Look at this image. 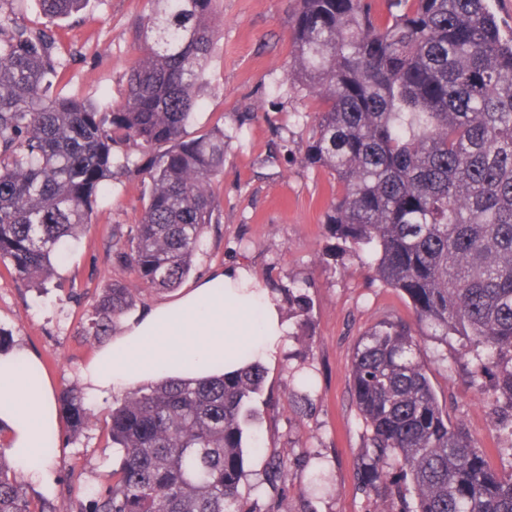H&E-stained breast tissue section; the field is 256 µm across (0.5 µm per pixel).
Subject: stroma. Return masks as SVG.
<instances>
[{"label": "stroma", "mask_w": 512, "mask_h": 512, "mask_svg": "<svg viewBox=\"0 0 512 512\" xmlns=\"http://www.w3.org/2000/svg\"><path fill=\"white\" fill-rule=\"evenodd\" d=\"M147 0H90L84 12L56 30L67 81L58 90L110 111L122 102L128 69L136 57L132 26ZM289 0H219L221 38L209 69L210 87L196 113L198 129L223 123L235 134L224 176L213 185L220 202V226L209 229L194 260L193 278L211 268L246 267L262 284L295 283L309 305L307 324L289 318V334L277 359L267 363L261 397L253 404L251 433L261 448L246 463L239 487L256 512H374L375 494L366 492L360 470L370 450L350 394V368L361 335L386 318L410 315L404 297L370 283L362 258L325 257L328 243L322 212L331 199L330 176L309 168L301 140L308 134L305 113L314 101L290 93L286 79ZM254 120L240 125L241 113ZM144 190L139 176L105 192L81 241L59 262L47 292L0 278V344L36 353L54 384L56 399L84 392L82 369L98 349L77 333L93 294L134 274L112 263V228L136 223ZM81 287V299L71 286ZM423 360L439 400L462 420L490 465L512 469L491 423L488 391L476 387L471 360L457 337L425 339ZM310 373L315 389L308 401L290 405L295 371ZM279 456L284 475L266 479L270 456ZM54 487L30 488L34 498L83 495L112 482L120 456L99 428L81 433L64 428L54 455Z\"/></svg>", "instance_id": "stroma-1"}]
</instances>
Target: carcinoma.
Masks as SVG:
<instances>
[{
    "instance_id": "cac0c4a2",
    "label": "carcinoma",
    "mask_w": 512,
    "mask_h": 512,
    "mask_svg": "<svg viewBox=\"0 0 512 512\" xmlns=\"http://www.w3.org/2000/svg\"><path fill=\"white\" fill-rule=\"evenodd\" d=\"M0 0V272L31 288L89 223L108 185L147 178L143 211L112 240L114 280L80 335L105 339L143 288H179L206 230L220 223L213 184L232 139L192 129L219 33L215 0H147L138 56L110 112L53 93L66 79L50 25L89 0H39L32 27ZM288 81L317 102L304 160L336 192L322 213L331 251L369 258L372 278L401 292L413 318L384 319L354 353L351 388L372 448L376 512H512V471L440 403L421 359L422 326L456 336L493 375L512 412V36L489 0H293ZM281 305L305 313L294 285ZM266 368L207 382L162 380L112 403L102 432L121 455L112 484L33 500L0 450V512H255L240 492L246 449L261 447L245 414ZM71 429L88 427L81 393L62 401Z\"/></svg>"
}]
</instances>
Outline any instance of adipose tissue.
<instances>
[{"label": "adipose tissue", "mask_w": 512, "mask_h": 512, "mask_svg": "<svg viewBox=\"0 0 512 512\" xmlns=\"http://www.w3.org/2000/svg\"><path fill=\"white\" fill-rule=\"evenodd\" d=\"M222 282L216 290L214 282ZM287 323L270 289L242 266L218 267L173 299L132 317H121L115 335L83 368L88 393L121 397L163 379L202 380L234 372L248 348L253 360L276 358ZM29 353L0 352V434L16 467L31 485L50 487L53 462L44 458L46 433L61 434L62 413L49 377L33 379L20 362Z\"/></svg>", "instance_id": "1"}]
</instances>
